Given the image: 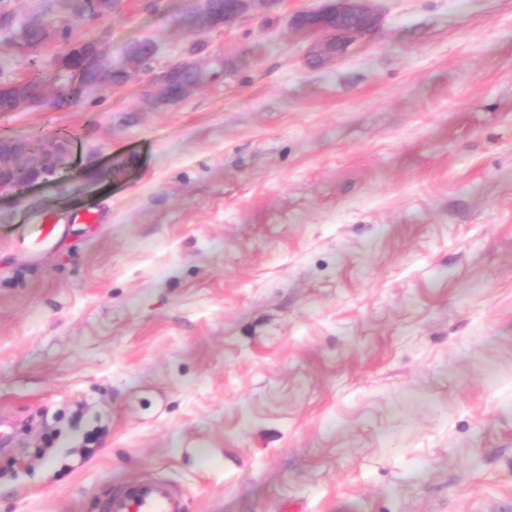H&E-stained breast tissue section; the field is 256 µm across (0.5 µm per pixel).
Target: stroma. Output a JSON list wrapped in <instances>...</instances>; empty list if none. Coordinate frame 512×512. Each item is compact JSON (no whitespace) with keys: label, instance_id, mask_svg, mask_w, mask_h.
Returning a JSON list of instances; mask_svg holds the SVG:
<instances>
[{"label":"stroma","instance_id":"1","mask_svg":"<svg viewBox=\"0 0 512 512\" xmlns=\"http://www.w3.org/2000/svg\"><path fill=\"white\" fill-rule=\"evenodd\" d=\"M193 4L72 35L151 36L157 71L202 40L235 75L0 112L68 148L0 196V512L150 477L184 512H512V0H377L321 67L289 20L322 0L204 35ZM61 48L5 74L58 88Z\"/></svg>","mask_w":512,"mask_h":512}]
</instances>
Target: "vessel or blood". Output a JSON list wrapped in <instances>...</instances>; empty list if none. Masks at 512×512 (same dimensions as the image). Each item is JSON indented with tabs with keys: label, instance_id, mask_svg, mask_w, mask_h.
Instances as JSON below:
<instances>
[{
	"label": "vessel or blood",
	"instance_id": "1",
	"mask_svg": "<svg viewBox=\"0 0 512 512\" xmlns=\"http://www.w3.org/2000/svg\"><path fill=\"white\" fill-rule=\"evenodd\" d=\"M101 512H184L183 498L166 479H138L106 497Z\"/></svg>",
	"mask_w": 512,
	"mask_h": 512
}]
</instances>
